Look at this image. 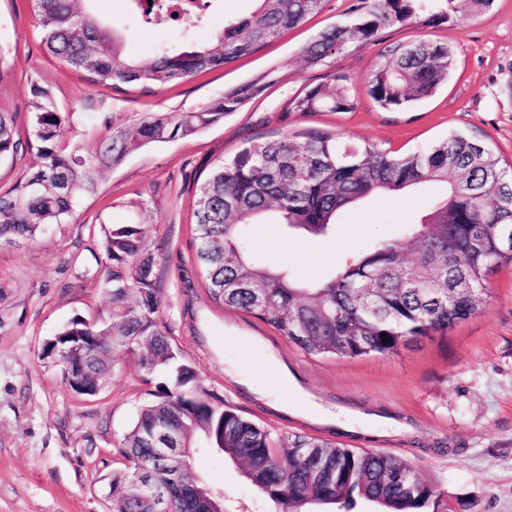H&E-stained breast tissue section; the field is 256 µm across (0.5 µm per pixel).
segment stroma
I'll use <instances>...</instances> for the list:
<instances>
[{
  "label": "stroma",
  "instance_id": "stroma-1",
  "mask_svg": "<svg viewBox=\"0 0 512 512\" xmlns=\"http://www.w3.org/2000/svg\"><path fill=\"white\" fill-rule=\"evenodd\" d=\"M353 3L324 0L318 13L224 67L118 92L44 54L32 0H0V43L14 58L0 81V112L13 115L23 137L37 86L50 92L58 111L88 114V121L64 126L60 140L91 151L106 134L103 118L119 125L145 112H185L241 83L265 85L260 96L198 135L129 152L104 172L97 194L81 202L70 223L48 226L32 243L0 246V512H110L109 479L127 465L121 443L152 401L158 379L133 354L117 350L100 391L79 395L42 348L73 318L105 315L108 298L95 261L101 226L133 220L160 246L154 273L161 326L210 393L273 435L328 440L411 464L443 492L448 512H512V262L500 261L490 272L481 313L447 335L418 339L396 355L358 359L305 355L258 318L214 302L195 262V191L216 163L252 144L318 128L402 154L457 132L482 139L502 166L512 165V0H494L485 14L436 27L397 25L376 44L308 66L303 47L347 18ZM256 6V0H221L187 35L173 23L134 22L129 0L90 4L121 34L126 53L143 61L162 47L178 52L208 41ZM412 40L453 46L456 71L412 108H378L367 77L382 51ZM338 75L348 79L353 109L289 111L303 91H332ZM441 194L428 183L411 194L372 197L342 211L319 236L288 230L270 212L247 225L239 242L257 263L314 283L348 254L405 236ZM136 196L145 209L134 217L122 203ZM364 417L375 418L373 431L351 435ZM192 473L223 489L227 512L273 508L237 464L215 451L198 450Z\"/></svg>",
  "mask_w": 512,
  "mask_h": 512
}]
</instances>
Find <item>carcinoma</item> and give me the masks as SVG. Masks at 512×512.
I'll return each instance as SVG.
<instances>
[{
  "label": "carcinoma",
  "instance_id": "carcinoma-1",
  "mask_svg": "<svg viewBox=\"0 0 512 512\" xmlns=\"http://www.w3.org/2000/svg\"><path fill=\"white\" fill-rule=\"evenodd\" d=\"M43 51L92 82L113 90L152 88L215 69L250 54L301 24L323 0H257L246 18L224 26L204 46L179 53L158 51L141 62L128 58L118 34L85 8L88 0H33ZM419 0H357L351 17L321 32L303 49L310 66L351 45L368 46L382 32L418 17ZM422 21L438 26L485 13L493 0H435ZM168 0L136 9L138 22L151 26L156 15L195 27L209 5L167 13ZM456 52L446 43L415 41L386 50L367 78L369 95L380 107H405L432 96L453 73ZM264 84H240L188 112H150L120 125L105 118L106 139L95 151L79 143L62 145L63 126L74 113L57 110L50 93L33 91L30 132L15 138L10 113L0 112V159L29 153L35 164L0 192V243L35 240L47 224H66L97 189L102 171L151 143L194 136L224 121ZM354 107L348 80L336 89L313 88L291 99L288 111L343 112ZM427 182L445 185L435 208L412 232L384 240L345 258L332 276L304 284L286 270H273L246 257L238 247L240 229L262 212L275 210L283 223L321 234L346 207L369 197L416 189ZM196 262L209 297L240 310L286 337L312 356L359 358L396 355L419 337L443 335L477 314L472 288L485 285L493 265L512 261V171L484 141L458 133L424 151L398 155L372 144L343 143L332 133L310 129L252 145L217 165L199 185L194 203ZM103 256L98 276L109 296L108 318L72 320L52 344L60 369L84 362L101 384L109 355L124 349L139 366L158 372L155 400L144 406L125 435L126 470L112 475V512H155L151 494L165 490L168 512H210L216 487L183 471L169 479L160 449L149 433L161 426L178 442L206 448L239 463L249 482L275 512H311L336 505L351 512L375 503L379 512H444L437 486L411 466L372 451L287 437L275 448L271 433L215 398L180 359L157 318L161 292L154 275L151 243L140 225L102 226ZM67 336H82L85 355H71Z\"/></svg>",
  "mask_w": 512,
  "mask_h": 512
}]
</instances>
